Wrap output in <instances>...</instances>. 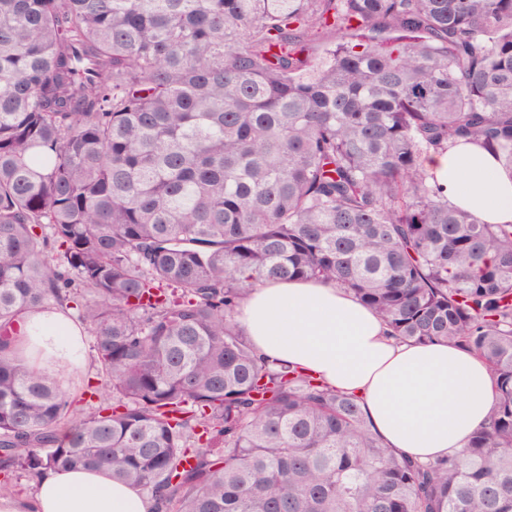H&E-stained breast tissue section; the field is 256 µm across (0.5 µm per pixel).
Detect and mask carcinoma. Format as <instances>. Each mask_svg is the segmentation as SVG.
<instances>
[{
    "label": "carcinoma",
    "mask_w": 512,
    "mask_h": 512,
    "mask_svg": "<svg viewBox=\"0 0 512 512\" xmlns=\"http://www.w3.org/2000/svg\"><path fill=\"white\" fill-rule=\"evenodd\" d=\"M460 140L512 174V0H0V493L86 467L156 512H512V224L426 170ZM299 278L484 360L467 447L399 455L255 353L241 301ZM38 312L110 395L31 364Z\"/></svg>",
    "instance_id": "carcinoma-1"
}]
</instances>
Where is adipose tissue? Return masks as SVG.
<instances>
[{
	"label": "adipose tissue",
	"instance_id": "obj_1",
	"mask_svg": "<svg viewBox=\"0 0 512 512\" xmlns=\"http://www.w3.org/2000/svg\"><path fill=\"white\" fill-rule=\"evenodd\" d=\"M425 166L451 204L488 224H512V174L473 143L430 154ZM53 314L24 319L40 349L32 360L67 373L83 357L79 333H61ZM237 322L261 355L293 365L355 395L384 447L419 462L455 454L486 422L495 402L485 363L448 343H401L353 294L331 283L267 285L241 303ZM30 497L0 496V512H155L139 486L105 469L44 470Z\"/></svg>",
	"mask_w": 512,
	"mask_h": 512
}]
</instances>
